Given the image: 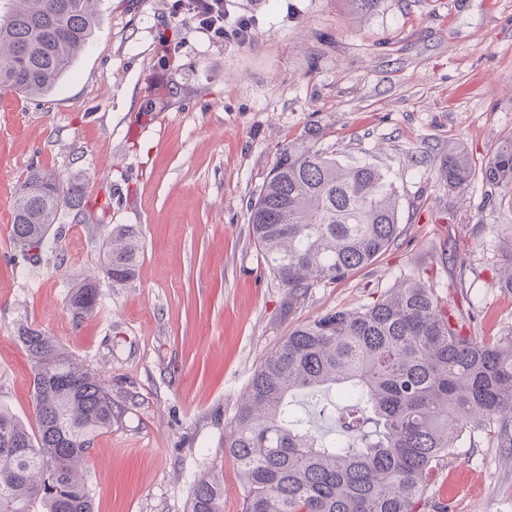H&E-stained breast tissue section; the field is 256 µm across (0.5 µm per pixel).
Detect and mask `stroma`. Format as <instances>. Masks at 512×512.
I'll list each match as a JSON object with an SVG mask.
<instances>
[{
    "mask_svg": "<svg viewBox=\"0 0 512 512\" xmlns=\"http://www.w3.org/2000/svg\"><path fill=\"white\" fill-rule=\"evenodd\" d=\"M173 0H101L100 28L54 91L0 93V406L33 419L19 323L55 336L112 389L117 415L85 464L94 512H190L196 483L224 477L223 512L243 488L224 451L240 396L296 326L364 306L417 275L467 293L475 336H512V294L496 286L503 189L449 190L457 145L487 162L512 136V0H383L368 19L344 0H224L256 21L252 42L172 17ZM309 140L342 164L369 162L399 191L400 234L347 279L289 304L249 235V206L285 145ZM35 168L83 188L84 213L40 263L12 240V200ZM135 225L134 281L101 272L107 235ZM455 244L457 264L438 255ZM97 276L95 312L68 292ZM483 441L445 460L425 512H512V462Z\"/></svg>",
    "mask_w": 512,
    "mask_h": 512,
    "instance_id": "1",
    "label": "stroma"
}]
</instances>
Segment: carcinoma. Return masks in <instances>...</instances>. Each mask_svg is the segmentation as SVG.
<instances>
[{
	"label": "carcinoma",
	"mask_w": 512,
	"mask_h": 512,
	"mask_svg": "<svg viewBox=\"0 0 512 512\" xmlns=\"http://www.w3.org/2000/svg\"><path fill=\"white\" fill-rule=\"evenodd\" d=\"M98 0H8L0 11V89L50 93L94 37ZM366 18L382 0H346ZM448 189L477 175L512 202V138L479 168L461 147L439 164ZM399 195L370 163L344 165L311 141L283 147L248 219L265 268L297 301L347 278L399 234ZM83 214V192L57 172L34 169L13 200L12 237L40 262L61 211ZM142 250L132 224L112 228L103 272L115 286L136 277ZM498 287L512 291V232L498 252ZM98 301L86 277L69 291L78 320ZM463 311L419 276L372 303L330 310L295 327L268 352L230 423L227 452L244 483L243 512H419L441 462L472 432L512 448V337L474 336ZM30 358L34 420L0 408V512H93L83 466L92 439L112 426V394L58 339L20 324ZM333 390L340 430L316 435L293 411L297 392ZM224 482L200 479L191 512H221Z\"/></svg>",
	"instance_id": "1"
}]
</instances>
